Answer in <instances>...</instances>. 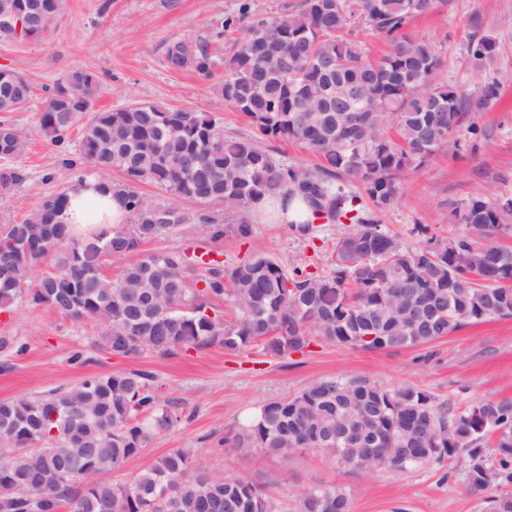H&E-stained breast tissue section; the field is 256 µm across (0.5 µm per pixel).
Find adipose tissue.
<instances>
[{
    "instance_id": "1",
    "label": "adipose tissue",
    "mask_w": 512,
    "mask_h": 512,
    "mask_svg": "<svg viewBox=\"0 0 512 512\" xmlns=\"http://www.w3.org/2000/svg\"><path fill=\"white\" fill-rule=\"evenodd\" d=\"M127 220L124 196L97 174L83 176L70 190L66 221L76 230L90 227L108 236L113 225Z\"/></svg>"
}]
</instances>
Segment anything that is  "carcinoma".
Wrapping results in <instances>:
<instances>
[{"instance_id": "1", "label": "carcinoma", "mask_w": 512, "mask_h": 512, "mask_svg": "<svg viewBox=\"0 0 512 512\" xmlns=\"http://www.w3.org/2000/svg\"><path fill=\"white\" fill-rule=\"evenodd\" d=\"M422 0H303L286 16L251 20L236 51L224 61L217 89L260 135L303 146L320 159L312 170L288 165L249 136L226 137L216 118L192 108L136 103L99 110L98 73L74 71L48 90L38 130L54 146L69 141L80 116L81 159L99 176L118 170L131 222L112 236L77 237L66 224L68 192L43 197L20 222L0 230V315L26 298L99 328V345L114 357L172 356L186 347L219 345L235 353L255 343L266 354L303 352L315 339L336 346L381 350L428 344L448 331L487 318L512 317V250L493 239L512 227V196L471 197L455 209L467 228L448 241L402 244L380 229L377 212L399 198L401 176L439 152L453 153L466 111L482 112L502 94V80L480 82L464 93L436 79L440 59L431 44L411 35V21L426 14ZM32 6V28L10 37L41 41L58 28L67 0H0V16ZM467 42L473 64L490 67L498 41L477 34ZM363 26L388 40L369 58L356 38ZM209 40H177L166 52L171 71L208 75ZM340 85L363 90L359 112H318L319 96ZM32 95L17 69L0 67V112H15ZM25 131L0 123V161L19 158ZM354 181L360 196L333 187ZM152 184L177 200L222 206L245 219L265 196L299 197L312 214L325 211L355 225L336 242L326 275L288 273L276 260L256 256L228 272L210 267L192 282L194 259L180 250L143 254L141 247L181 218L149 208L129 184ZM29 252L21 255L16 241ZM487 242L489 248L477 250ZM51 270L33 276L40 259ZM136 256L120 273L105 274L112 257ZM228 298L231 323L211 313ZM426 302L438 314L410 334L414 311ZM181 421L141 370L94 375L64 391L0 400V512H271L263 487L246 476L192 473L190 456L176 450L156 459L130 483L99 476L120 467ZM361 431L374 443L336 444V428ZM229 449L263 451L288 460L314 450L352 473L377 468L401 474L464 458L462 485L481 493L512 485V403L482 401L452 411L416 387L389 390L365 378H325L297 395L271 400L224 440ZM493 447L494 462L485 455ZM297 512H350L346 491L310 490Z\"/></svg>"}]
</instances>
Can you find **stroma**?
Returning <instances> with one entry per match:
<instances>
[{
  "mask_svg": "<svg viewBox=\"0 0 512 512\" xmlns=\"http://www.w3.org/2000/svg\"><path fill=\"white\" fill-rule=\"evenodd\" d=\"M302 0H70L57 33L45 41L0 36V65L21 71L31 83V101L15 112H0L30 135L27 150L16 161L25 180L0 189V225L22 221L45 195L70 188L91 164H78L80 133L72 131L65 147L46 142L37 130L44 89L67 73L92 70L105 90L100 109L134 103H163L208 112L219 119L225 135H255L243 113L224 102L213 89L224 73V59L240 37L237 29L224 32L213 54L211 77L192 70L169 71L165 50L175 40L212 35L231 17L248 19L282 15ZM480 16L484 31L499 41L496 69L504 80L499 101L483 112L464 113L457 136L459 155H440L430 163L407 170L401 195L381 217V228L404 245L417 246L426 238L445 241L464 232L453 210L472 196L512 195V0H452L450 7L416 18L410 31L430 42L443 66L439 80L473 91L482 73L471 68L466 43L469 20ZM484 131L472 142L470 127ZM136 190L145 206L173 208L182 220L145 251H209L221 269L231 270L256 256L278 261L287 271L329 273L337 239L350 224L321 221L310 231L294 224H264L250 217L252 234L237 236L236 214L224 216V235L212 240L205 222L209 206L178 201L148 184ZM11 336L14 347L0 352V400L69 388L91 375L121 370L148 372L164 399L174 403L182 420L161 440L143 448L105 481L124 484L155 459L182 449L195 468L213 476L242 475L262 485L272 512H297L300 500L321 485L344 487L350 512H486L488 496L498 488L468 494L460 477L463 464L447 468L422 467L404 474L378 469L369 474L345 472L334 460L316 451L295 453L289 460L261 452L240 454L225 450L222 440L250 419L267 401L297 395L311 382L328 378H365L397 390L413 386L436 402L463 409L480 401L512 402V318L471 323L423 345L367 351L317 342L285 358L267 356L255 344L236 354L217 345L185 348L176 355L147 354L136 360L112 357L98 346L99 330L87 320L63 316L19 300L0 335Z\"/></svg>",
  "mask_w": 512,
  "mask_h": 512,
  "instance_id": "obj_1",
  "label": "stroma"
}]
</instances>
